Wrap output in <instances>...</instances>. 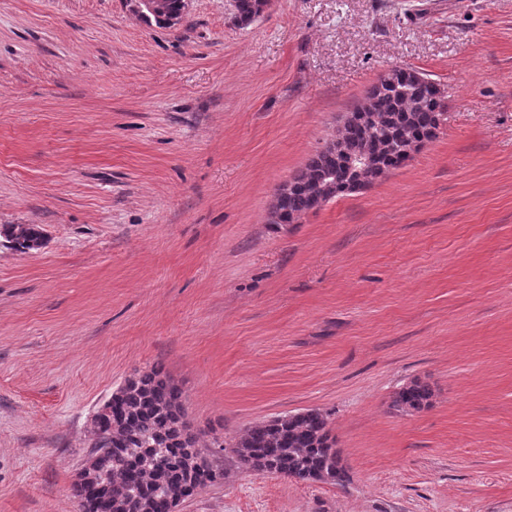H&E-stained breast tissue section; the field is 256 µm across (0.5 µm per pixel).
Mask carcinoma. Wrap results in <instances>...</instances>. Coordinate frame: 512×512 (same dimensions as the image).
<instances>
[{"label":"carcinoma","instance_id":"1","mask_svg":"<svg viewBox=\"0 0 512 512\" xmlns=\"http://www.w3.org/2000/svg\"><path fill=\"white\" fill-rule=\"evenodd\" d=\"M260 0H234V19L252 22ZM364 111L336 129L344 149L369 159L361 177L369 184L393 169L403 148L431 139L444 114L440 84L418 71L403 68L395 82H376L363 96ZM345 156L326 145L288 179V192L274 198L273 208L290 224L320 203L354 193L339 182ZM13 249L25 253L42 241L35 224H13L0 229ZM432 388L414 380L397 390L390 408L417 412L432 403ZM110 413L95 418L91 448L102 453L95 480H75L71 486L80 512H174V496L193 495L198 489L224 480L215 464L224 451V439L203 432L187 418L182 390L157 365L137 371L110 398ZM241 466L283 476L297 482L341 484L346 472L336 462V439L326 414L317 409L287 413L243 429L231 444Z\"/></svg>","mask_w":512,"mask_h":512}]
</instances>
